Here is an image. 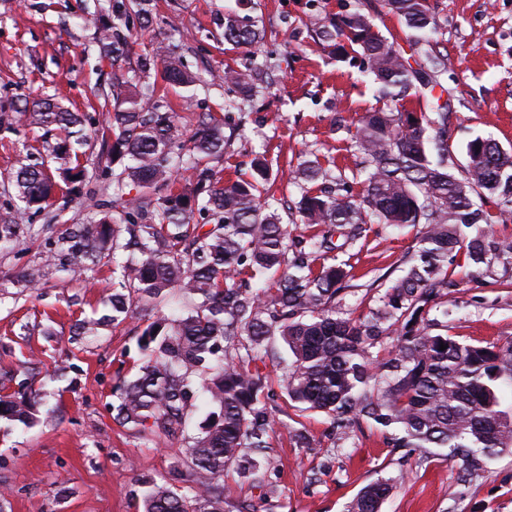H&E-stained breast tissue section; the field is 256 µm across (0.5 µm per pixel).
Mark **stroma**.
Instances as JSON below:
<instances>
[{
	"mask_svg": "<svg viewBox=\"0 0 512 512\" xmlns=\"http://www.w3.org/2000/svg\"><path fill=\"white\" fill-rule=\"evenodd\" d=\"M152 25L134 29L125 81L139 79L137 59L150 54L180 56L188 70L222 73L251 61L257 93L242 102L224 128L225 178L247 173L256 155L282 169L262 194L280 215L300 197L285 172L315 152L335 159L346 177L357 174L360 156L348 133L333 129L343 115L357 121L376 107L360 59L334 61L321 53L306 27L309 16L360 7L383 35L400 25L385 0H156ZM442 24L448 55L450 102L448 141L456 168L466 163V145L483 136L512 152V0H430ZM112 0H0V105L35 95H55L70 109L104 124L105 94L114 70L102 59L94 29L81 25L84 10L110 11ZM247 10L265 32L252 58L225 44L224 15ZM184 132L200 113L222 115L229 88L220 81L184 100L165 89ZM43 132L18 119L14 132L0 135V209L13 200L3 190L8 173L40 161ZM113 205L107 180L83 184L79 194L58 198L52 207L59 224H84ZM419 230L372 225L365 239L349 248L345 309L368 314L391 279L401 275ZM47 239L0 253V372L16 370L36 356L47 393L32 425L0 423V512H139L141 477L166 478L182 486L188 473L186 444L164 440L143 444L112 412V387L132 376L140 362L137 338L145 325L134 318L78 336L74 325L107 314L112 273L96 267L81 280L49 264ZM46 268L40 294L11 285L25 266ZM457 284L429 306V318L449 335L472 344L512 340V265L481 267L470 276L450 267ZM52 339H45V331ZM276 357L261 368L274 393L268 445L253 450L263 480L274 495L237 471L224 476L225 512H347L359 491L380 477L396 487L381 512H512V455L490 462L466 477L461 460L444 448H394L388 433L369 423L337 421L323 413H302L279 392V377L293 356L281 337L269 340ZM62 377H55L58 367ZM302 431L304 440L293 439Z\"/></svg>",
	"mask_w": 512,
	"mask_h": 512,
	"instance_id": "1",
	"label": "stroma"
}]
</instances>
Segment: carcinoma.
<instances>
[{
    "label": "carcinoma",
    "mask_w": 512,
    "mask_h": 512,
    "mask_svg": "<svg viewBox=\"0 0 512 512\" xmlns=\"http://www.w3.org/2000/svg\"><path fill=\"white\" fill-rule=\"evenodd\" d=\"M154 0H113L112 14L149 22ZM407 46L375 30L358 11L314 15L307 27L315 43L336 60L361 58L377 100L415 97L419 109L378 107L355 125L352 143L361 155V192L332 178L319 157L289 173L301 191L300 223L320 227L301 239L261 203L273 176L265 157L248 175L224 180L212 166L224 157V118L199 116L184 138L155 85L112 84L108 125L91 126L82 112L54 96L28 100L20 115L45 130L64 132L47 144L54 163L23 164L10 173L21 209L0 212V249L38 241L51 224H31L23 212H44L59 192L71 195L97 174L81 148L101 136L112 139L106 174L122 202L119 219L105 213L58 234L52 258L81 276L90 266L112 265V316L122 323L152 310L172 290L183 314L157 319L138 336L143 361L132 379L113 388L116 419L149 443L176 436L192 401L204 394L214 407L187 448L186 485L163 478L144 481L143 512H224V472L246 460L245 449L267 447L272 425L269 392L258 363L270 357L269 337L279 335L294 361L281 388L300 412H324L340 420H366L392 428L397 448H447L465 471L512 453V341L473 345L432 333L425 307L454 286L448 264L465 268L512 263V242L497 239L492 225L512 221V153L491 138L467 145L462 174L448 164V56L440 51L439 23L429 0H386ZM264 33L248 15H224V42L252 50ZM132 34L112 24L100 56L115 65L129 52ZM142 74L160 71L170 86L193 90L201 77L175 56L142 55ZM224 83L247 94L252 71L245 63L227 70ZM136 190L133 197L126 189ZM493 201L496 210L486 207ZM205 222L192 223L194 214ZM371 224L422 226L407 269L390 281L366 316L342 308L349 263L339 259L338 232L352 244ZM267 275L275 287L259 293L249 280ZM44 268L19 271L14 282L31 291L43 285ZM396 336L384 358L379 340ZM445 350H440V345ZM35 379L27 392L0 386V419L28 425L42 400ZM393 479L367 484L349 512H380Z\"/></svg>",
    "instance_id": "obj_1"
}]
</instances>
